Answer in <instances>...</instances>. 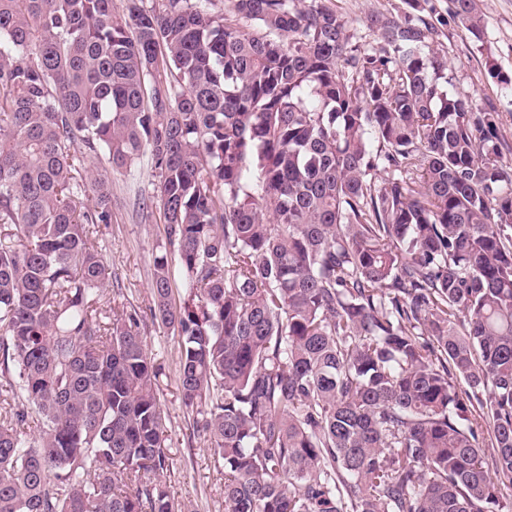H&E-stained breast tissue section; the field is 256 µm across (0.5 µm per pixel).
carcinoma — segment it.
<instances>
[{"mask_svg":"<svg viewBox=\"0 0 512 512\" xmlns=\"http://www.w3.org/2000/svg\"><path fill=\"white\" fill-rule=\"evenodd\" d=\"M327 2L0 0V512H182L143 315L101 307L94 155L150 161L149 314L224 512L512 509L500 113L423 19L366 47Z\"/></svg>","mask_w":512,"mask_h":512,"instance_id":"1","label":"carcinoma"}]
</instances>
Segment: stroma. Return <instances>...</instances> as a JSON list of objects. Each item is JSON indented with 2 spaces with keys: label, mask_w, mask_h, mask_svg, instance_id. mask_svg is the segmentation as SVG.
Returning <instances> with one entry per match:
<instances>
[{
  "label": "stroma",
  "mask_w": 512,
  "mask_h": 512,
  "mask_svg": "<svg viewBox=\"0 0 512 512\" xmlns=\"http://www.w3.org/2000/svg\"><path fill=\"white\" fill-rule=\"evenodd\" d=\"M349 22L354 39L374 43L371 15L410 14L424 19L434 47L441 49L453 75L455 91L493 103L502 115L501 135L512 145V0H478L484 18L481 38L472 37L453 18L449 0H331ZM112 222L103 231V254L112 281L103 307L114 299L141 311L152 304L149 281L158 251V203L151 168L141 159L130 171L112 174ZM142 332L162 373L160 402L167 414L169 469L164 482L183 512H224V470L207 443L190 440L186 409L178 389V338L170 329L145 321Z\"/></svg>",
  "instance_id": "35a3bbf8"
}]
</instances>
